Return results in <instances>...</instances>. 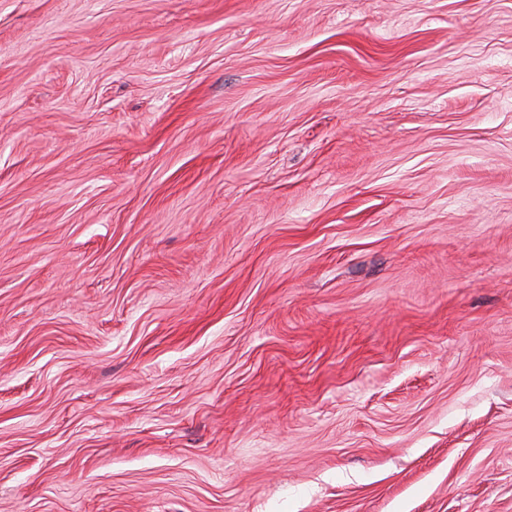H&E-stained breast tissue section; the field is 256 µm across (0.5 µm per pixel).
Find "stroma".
Listing matches in <instances>:
<instances>
[{"instance_id": "obj_1", "label": "stroma", "mask_w": 512, "mask_h": 512, "mask_svg": "<svg viewBox=\"0 0 512 512\" xmlns=\"http://www.w3.org/2000/svg\"><path fill=\"white\" fill-rule=\"evenodd\" d=\"M0 512H512V0H0Z\"/></svg>"}]
</instances>
